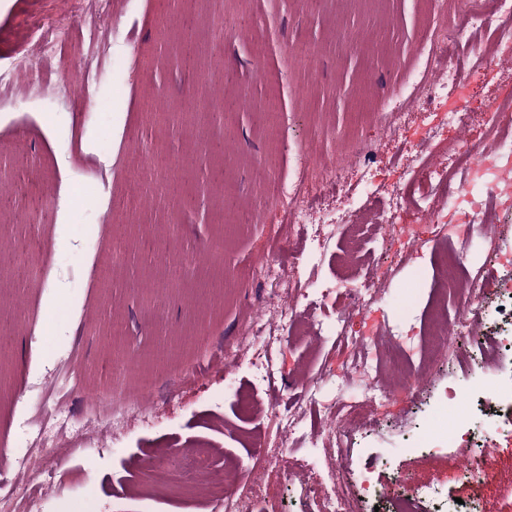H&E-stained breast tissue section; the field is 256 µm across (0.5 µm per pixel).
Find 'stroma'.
<instances>
[{
	"mask_svg": "<svg viewBox=\"0 0 512 512\" xmlns=\"http://www.w3.org/2000/svg\"><path fill=\"white\" fill-rule=\"evenodd\" d=\"M433 18L428 0H321L312 10L301 0H0V483L14 477L6 459L60 358L77 381L66 406L79 416L135 399L117 364L135 353L146 367L167 369L151 417L106 416L98 432L80 433L82 449L49 484L43 512H224L212 488L178 487L194 473L187 451L197 447L232 474L266 452L282 455L244 512H320V485L337 452L315 435L329 409L351 396L340 383L351 359L337 322L344 294L398 247L376 225L352 230L337 218L371 200L387 204L416 144L440 120L410 105L399 132L388 131L391 109L424 69L420 45ZM448 37L462 41L461 69L486 60L448 109L463 98L512 99V59L494 56V30L452 29ZM297 49L313 50L315 66L298 63ZM35 61L41 87L31 80ZM88 71L98 80L90 98L80 90ZM205 73L212 86L201 94ZM271 102L273 138L262 116ZM342 139L371 145L375 178L366 180L355 159L343 188L309 184L332 220L315 225L314 236H291L278 198L295 154L307 143L325 154ZM462 141L494 147L483 115L449 126L439 162L452 165ZM489 179L481 173L470 183L483 201L477 212L438 186L417 193L421 209H445L449 223L471 213L464 235L448 240L425 228L411 263L348 320L380 368V385L392 379L388 357L397 346L428 367L422 387L393 397L386 416L368 403L347 448L351 478L369 474L391 497L411 498L414 512L458 498L476 512L512 505V446L498 448V466L474 486L457 469L468 449L447 444L449 419L479 435L487 428L470 412L472 388L512 401L499 391L512 376V354L485 350L463 368L453 356L467 341L449 342L429 364L422 347L439 253L455 247L474 278L512 273L500 260L512 201L487 197ZM287 237L302 248L299 270L309 278L305 335L274 341V375L252 351L216 369L274 287L256 274V259L286 266L278 246ZM213 245L222 246V263L201 261ZM116 319L124 324L117 336ZM449 385L461 388L451 409L441 403ZM243 391L256 402L253 413L238 408ZM422 437L433 452L418 450Z\"/></svg>",
	"mask_w": 512,
	"mask_h": 512,
	"instance_id": "stroma-1",
	"label": "stroma"
}]
</instances>
